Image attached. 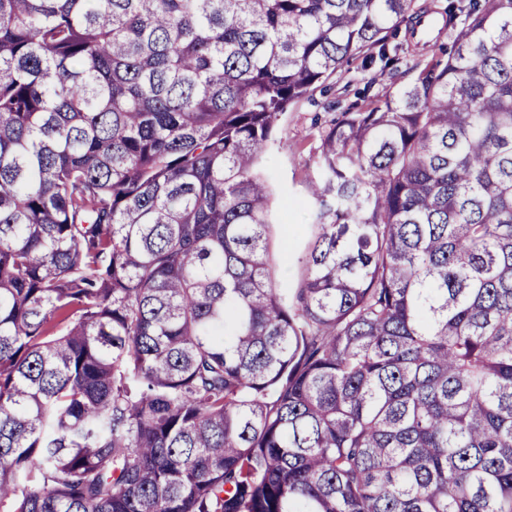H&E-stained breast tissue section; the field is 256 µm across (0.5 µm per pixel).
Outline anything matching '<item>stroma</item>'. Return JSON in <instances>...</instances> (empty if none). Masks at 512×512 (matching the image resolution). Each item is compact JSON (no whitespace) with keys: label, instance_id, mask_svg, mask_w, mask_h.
<instances>
[{"label":"stroma","instance_id":"obj_1","mask_svg":"<svg viewBox=\"0 0 512 512\" xmlns=\"http://www.w3.org/2000/svg\"><path fill=\"white\" fill-rule=\"evenodd\" d=\"M396 46L398 61L388 69L380 66L363 68L353 61L349 70L331 76L307 98L286 112L279 121L283 148L273 152L267 167L278 204L287 205L290 223L275 225L271 250L279 263V279L288 288H295L302 275L299 258L314 231L308 222V182L316 174L314 154L320 144L316 121H327L347 110L371 107L384 88H398L417 77L420 65L430 57L433 43L416 41L409 26H399L390 37Z\"/></svg>","mask_w":512,"mask_h":512}]
</instances>
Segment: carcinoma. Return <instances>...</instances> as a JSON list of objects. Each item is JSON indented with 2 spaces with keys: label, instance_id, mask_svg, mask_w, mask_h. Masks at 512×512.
<instances>
[{
  "label": "carcinoma",
  "instance_id": "1",
  "mask_svg": "<svg viewBox=\"0 0 512 512\" xmlns=\"http://www.w3.org/2000/svg\"><path fill=\"white\" fill-rule=\"evenodd\" d=\"M415 0H0V512H512V0L320 134ZM411 26L402 23L396 36L389 37V45H398L399 60L392 68L381 69V64L363 69L362 55L348 71L331 76L307 98L286 112L279 121L283 148L267 159V167L274 186L277 205L286 203L292 219L288 224H276L271 238V250L279 263V279L289 289L296 288L302 275L298 263L304 247L315 228L309 224L307 187L316 175L314 154L320 144L318 128L321 124L348 109L365 110L371 107L385 87L399 88L417 77L420 64L436 50L434 40L428 43L411 36Z\"/></svg>",
  "mask_w": 512,
  "mask_h": 512
}]
</instances>
